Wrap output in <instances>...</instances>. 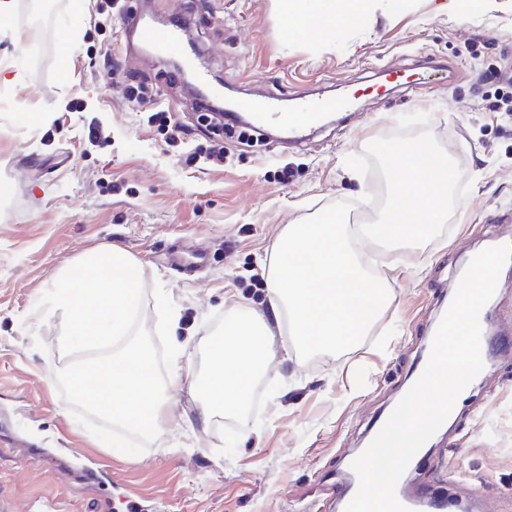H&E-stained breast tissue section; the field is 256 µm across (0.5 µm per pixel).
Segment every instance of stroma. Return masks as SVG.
Returning a JSON list of instances; mask_svg holds the SVG:
<instances>
[{"instance_id":"stroma-1","label":"stroma","mask_w":512,"mask_h":512,"mask_svg":"<svg viewBox=\"0 0 512 512\" xmlns=\"http://www.w3.org/2000/svg\"><path fill=\"white\" fill-rule=\"evenodd\" d=\"M0 22V512H340L332 493L350 454L408 390L431 328L467 255L512 238V112L489 105L512 91L484 74H512V0H372L341 38L282 37L277 0H121L104 22L100 0H10ZM186 20L202 52L199 74L239 96L287 108L352 93L357 103L310 127L300 145L203 116L165 59L132 42L135 24ZM69 65L60 70L58 56ZM147 86L181 127L169 146L126 99ZM33 114L30 122L19 112ZM473 180L437 240L384 249L363 242L365 264L390 304L367 340L338 355H292L260 373L236 414L202 423V402L171 389L166 421L142 454L113 452L79 425L55 373L60 314L37 303L81 255L117 244L161 283L189 337L183 360L205 370L225 325L269 313L266 272L286 225L333 203L364 220L383 201L378 171L344 164L410 112ZM189 246L204 256L171 262ZM489 331L499 351L435 438L414 486L472 512H512V270L502 269Z\"/></svg>"}]
</instances>
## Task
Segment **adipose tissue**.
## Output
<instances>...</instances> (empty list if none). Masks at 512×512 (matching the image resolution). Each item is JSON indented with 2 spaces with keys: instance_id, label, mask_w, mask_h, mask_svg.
Instances as JSON below:
<instances>
[{
  "instance_id": "obj_1",
  "label": "adipose tissue",
  "mask_w": 512,
  "mask_h": 512,
  "mask_svg": "<svg viewBox=\"0 0 512 512\" xmlns=\"http://www.w3.org/2000/svg\"><path fill=\"white\" fill-rule=\"evenodd\" d=\"M278 7L295 21L296 32L313 28L326 38L342 35L369 14L368 0H278ZM272 337L270 324L259 313L225 326L223 338L210 352L207 372L191 383L203 401L202 420H209L214 411L244 404L253 377L277 364Z\"/></svg>"
}]
</instances>
